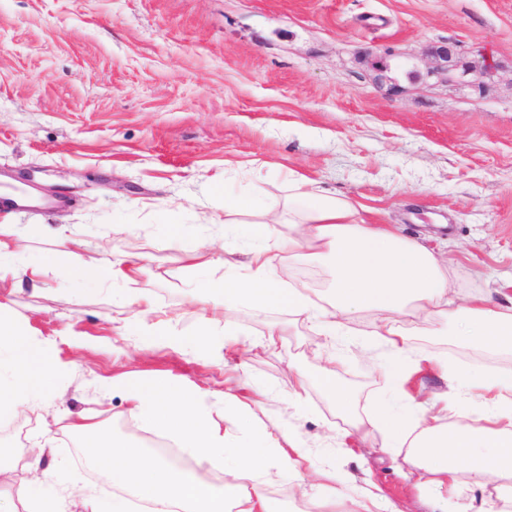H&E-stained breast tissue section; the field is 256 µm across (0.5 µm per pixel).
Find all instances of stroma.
I'll list each match as a JSON object with an SVG mask.
<instances>
[{"instance_id": "obj_1", "label": "stroma", "mask_w": 512, "mask_h": 512, "mask_svg": "<svg viewBox=\"0 0 512 512\" xmlns=\"http://www.w3.org/2000/svg\"><path fill=\"white\" fill-rule=\"evenodd\" d=\"M457 45L461 72L431 74L432 48ZM241 163L263 198L284 188L280 167L356 198L369 224H390L451 260L458 298H498L512 281V0H0V180L27 200L0 207V225L24 239L35 281L0 286V303L34 319L41 341L69 365L57 376L59 412L89 414L111 433L156 446L157 433L125 415L112 380L166 375L212 391L267 395L256 420L299 427L309 448L333 447L336 467L389 512H429L407 476L408 451L385 444L372 420L389 381L369 346L325 374L324 339L287 311L235 315L241 344L211 352L136 348L112 322L111 284L63 277L54 232L107 241L112 254H149L151 301L191 338L207 311L195 304L182 248L222 238L215 183ZM182 225V241L169 227ZM272 324L278 347L260 346ZM411 350L448 364L456 409L479 417L472 386L484 371H512V351L436 336L413 317ZM246 372H237L238 363ZM307 404L282 400L295 371ZM349 390L339 413L325 383ZM42 467L71 473L108 497L78 441L53 428Z\"/></svg>"}]
</instances>
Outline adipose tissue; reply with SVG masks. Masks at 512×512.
I'll use <instances>...</instances> for the list:
<instances>
[{
  "label": "adipose tissue",
  "mask_w": 512,
  "mask_h": 512,
  "mask_svg": "<svg viewBox=\"0 0 512 512\" xmlns=\"http://www.w3.org/2000/svg\"><path fill=\"white\" fill-rule=\"evenodd\" d=\"M283 183L286 195L259 203L225 181L223 258H216L211 244L185 252L206 298L222 299L224 308L223 323L201 331L195 344L235 347L239 330L234 314L245 304L257 312L280 308L302 317L330 346L350 335L357 314L374 313L373 334L391 355L386 371L394 389L378 405L375 418L389 446L418 455L419 486L449 491L456 500L466 493L459 472L468 470L474 485H482L489 475L484 462L493 460L511 480L479 512H512V373L486 372L477 378L476 388L487 396L481 424L464 413L449 420L451 394L425 402L406 390L413 374L437 368L438 362L429 352L411 353L400 327L401 316L410 315L440 335L512 348V295L501 302L482 295L457 302L448 266L436 253L402 238L391 225L363 223L359 203L297 171H288ZM241 224L251 225L248 235L238 232ZM285 224L290 227L286 235L281 232ZM57 241L71 261L69 275L112 283L113 313L140 305L138 344L174 350L185 346L172 327L153 318L146 254L112 258L101 243L92 246L64 234ZM24 251L20 239L0 226V283L39 274ZM281 251L293 260L321 262L331 276L327 291L314 296L304 287H282L275 274ZM58 367L35 341L32 324L0 307V421L10 420L19 409H36L44 434L50 431L62 397L55 386ZM112 387L121 393L127 413L181 448L199 476L186 477L166 457L114 439L81 418L68 428L116 496L105 502L72 476L48 477L41 468L47 445L43 434L23 455L0 448V512H67L75 498L85 512H133L137 502L152 504L153 512H281L266 491L271 476L297 480L311 503L323 506L344 496L349 477L337 472L334 449L316 456L297 430L257 424L250 404L231 389L186 388L162 375L116 378ZM221 408L226 415L219 424L213 414ZM211 470L225 474L224 484L209 480Z\"/></svg>",
  "instance_id": "1"
}]
</instances>
